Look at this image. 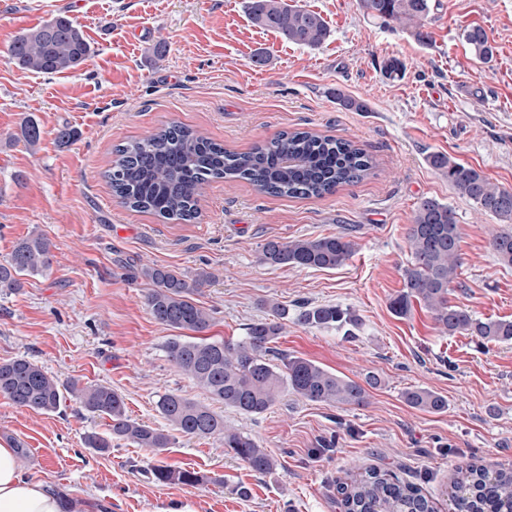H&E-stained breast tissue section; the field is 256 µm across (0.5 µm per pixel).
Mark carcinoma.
I'll return each mask as SVG.
<instances>
[{"label": "carcinoma", "mask_w": 512, "mask_h": 512, "mask_svg": "<svg viewBox=\"0 0 512 512\" xmlns=\"http://www.w3.org/2000/svg\"><path fill=\"white\" fill-rule=\"evenodd\" d=\"M433 0H360L371 16L385 23L412 29L420 41L429 38L424 30ZM252 23L271 30L288 42L317 47L329 36L326 23L316 12L286 0H249ZM463 41L479 57L489 60L493 47L480 26L466 28ZM92 53L80 27L68 16L53 19L18 35L8 49L9 62L37 74L55 75L79 69ZM25 142L35 146L41 138L39 124L24 121ZM428 164L448 179V184L477 207L503 222L512 223V191L492 184L478 170L458 163L443 153H432ZM375 168L373 158L354 142L310 131H281L246 152H230L223 146L183 126L171 123L144 140L129 141L116 148V158L105 173L112 193L121 204L174 221L198 218V203L206 187L217 179H243L259 191L277 196L320 198L337 187L355 183ZM460 231L453 211L434 198L419 203L408 232L411 261L403 271L404 291L391 301L399 316L411 312L413 303L428 310L444 335L475 336L481 341L512 342V321H485L468 309L448 300L460 268ZM499 259L512 266V232L492 238ZM353 252L346 235L314 239H270L261 249V261L298 269H333ZM51 262V243L41 235L20 241L10 259L0 264V292L21 287L20 277L36 275ZM140 274L153 288L146 305L162 325L204 332L211 316L193 299V294L211 281L201 272L189 279L166 266H146ZM272 317L247 327L246 336L235 343L179 336L165 345L168 360L202 389L211 400L243 414H261L274 406L283 393L291 391L311 402L360 405L365 386L375 387L374 375L365 384L345 379L303 358L279 353L273 344L283 330L286 308L271 305ZM298 321L317 328L357 325V318L338 306L302 307ZM279 363H272V359ZM77 398L92 414L110 420L108 432L85 438L87 447L99 453L123 440L161 455L170 448L173 432L198 438L220 437L234 457L259 474L272 472L276 460L251 436L224 426V417L209 405L174 393L159 396L157 408L168 429L153 428L127 414L124 398L105 385L64 387L41 366L25 356L0 361V395L20 408L43 414L59 410L65 394ZM407 403L440 412L448 402L424 390L404 393ZM158 484L198 486L207 477L191 468L156 464L149 470ZM343 512H435L433 502L415 484L400 479L385 468L367 467L337 481ZM452 500L458 512H507L512 507V471L491 470L482 465L461 464L456 468Z\"/></svg>", "instance_id": "obj_1"}]
</instances>
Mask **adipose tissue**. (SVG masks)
I'll list each match as a JSON object with an SVG mask.
<instances>
[{
	"instance_id": "1",
	"label": "adipose tissue",
	"mask_w": 512,
	"mask_h": 512,
	"mask_svg": "<svg viewBox=\"0 0 512 512\" xmlns=\"http://www.w3.org/2000/svg\"><path fill=\"white\" fill-rule=\"evenodd\" d=\"M0 512H63L59 498L40 480L24 478L11 444H0Z\"/></svg>"
}]
</instances>
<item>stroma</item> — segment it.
<instances>
[{
    "mask_svg": "<svg viewBox=\"0 0 512 512\" xmlns=\"http://www.w3.org/2000/svg\"><path fill=\"white\" fill-rule=\"evenodd\" d=\"M319 13L330 35L310 48L255 26L246 0H0V263L31 235L51 244V265L0 296V360L25 356L60 382L107 384L129 415L165 428L156 401L203 393L169 362L175 328L150 314L145 265L209 285L194 299L212 317L208 331L237 341L248 324L289 316L278 350L364 382L362 405H328L288 393L269 410L245 415L215 404L226 426L252 436L277 461L269 474L227 454L217 438L176 435L162 456L116 442L101 454L88 433L107 419L69 397L41 414L0 396V442L23 444V477L49 482L69 505L89 512H339L336 482L346 468L387 467L417 484L436 512H456L448 493L457 464L512 469V342L441 334L430 312L396 315L411 256L407 235L425 198L448 204L460 226L463 264L448 294L480 319L512 320V266L490 245L505 225L459 195L427 163L432 152L474 167L512 190V0H433L430 38L372 18L359 0H295ZM73 19L92 54L56 75L19 69L7 49L22 31L57 14ZM485 29V61L462 41ZM264 54L266 64L253 63ZM406 70L390 80L384 60ZM368 109L342 108L335 90ZM41 129L36 146L21 135L25 117ZM178 122L227 150L244 152L282 130L308 129L357 141L373 174L322 198L275 197L245 181H215L201 216L177 223L122 206L104 173L117 146ZM72 143H59L61 127ZM342 233L354 251L340 267L299 270L261 260L272 238ZM350 309L352 337L295 318L298 304ZM425 389L448 406L409 405ZM208 476L203 486L160 485L157 462ZM249 488L242 500L235 484Z\"/></svg>",
    "mask_w": 512,
    "mask_h": 512,
    "instance_id": "obj_1",
    "label": "stroma"
}]
</instances>
